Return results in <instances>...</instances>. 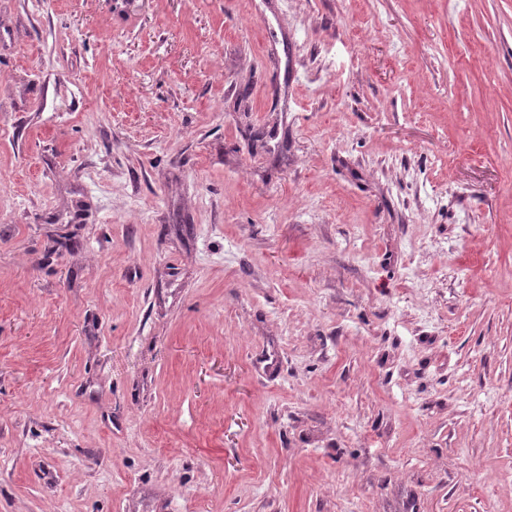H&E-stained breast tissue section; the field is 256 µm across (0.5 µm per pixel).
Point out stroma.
I'll return each instance as SVG.
<instances>
[{
	"mask_svg": "<svg viewBox=\"0 0 512 512\" xmlns=\"http://www.w3.org/2000/svg\"><path fill=\"white\" fill-rule=\"evenodd\" d=\"M0 512H512V0H0Z\"/></svg>",
	"mask_w": 512,
	"mask_h": 512,
	"instance_id": "35a3bbf8",
	"label": "stroma"
}]
</instances>
